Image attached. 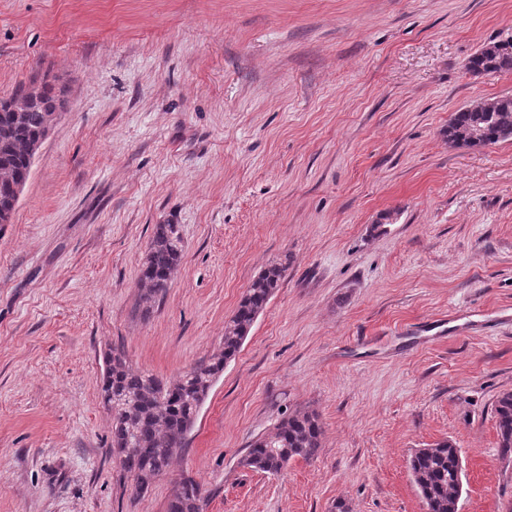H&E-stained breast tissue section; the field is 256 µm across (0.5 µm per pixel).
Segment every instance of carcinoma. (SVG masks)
<instances>
[{
  "label": "carcinoma",
  "instance_id": "cac0c4a2",
  "mask_svg": "<svg viewBox=\"0 0 512 512\" xmlns=\"http://www.w3.org/2000/svg\"><path fill=\"white\" fill-rule=\"evenodd\" d=\"M466 71L474 76L512 72V35L476 51ZM41 95L22 118L0 109V196L4 187L29 173L32 145L38 140L47 115L60 106L55 86L44 82ZM495 142L512 138V97L502 96L459 109L448 121L446 136L456 146L474 147L475 129ZM183 256L175 224L154 226L139 275L138 306L150 312L163 296ZM288 270L272 264L254 278L234 314L224 322L223 350L193 366L179 380L136 373L123 352L113 349L105 357L102 396H112V452L123 471L134 477V490L147 491L152 481L170 467L175 453L185 445L201 405L224 366L236 357L257 316L264 310ZM498 454L512 461V392L503 393L495 406ZM322 448V426L313 410L300 409L283 417L268 436L256 438L240 464L248 469L278 475L291 460H312ZM419 495L432 512H458L461 461L448 441L419 448L409 459ZM206 497L201 484L182 474L176 481L167 512H204Z\"/></svg>",
  "mask_w": 512,
  "mask_h": 512
}]
</instances>
